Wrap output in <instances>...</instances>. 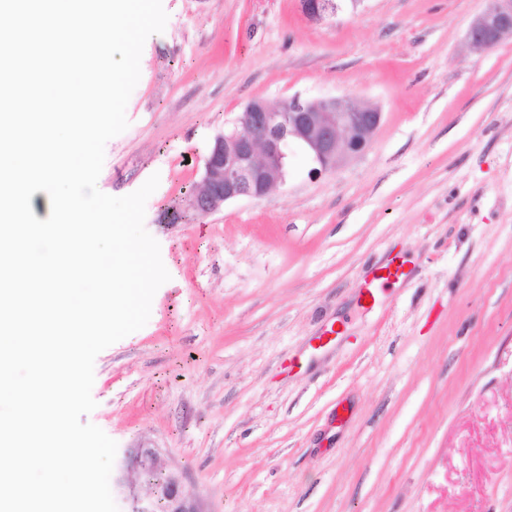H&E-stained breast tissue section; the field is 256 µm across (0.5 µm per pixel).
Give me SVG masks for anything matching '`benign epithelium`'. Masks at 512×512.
Listing matches in <instances>:
<instances>
[{
    "instance_id": "obj_1",
    "label": "benign epithelium",
    "mask_w": 512,
    "mask_h": 512,
    "mask_svg": "<svg viewBox=\"0 0 512 512\" xmlns=\"http://www.w3.org/2000/svg\"><path fill=\"white\" fill-rule=\"evenodd\" d=\"M301 11L321 21L341 8L342 0H298ZM485 9L470 23L468 46L474 51L496 47L512 37V0H485ZM382 112L346 96L318 100L293 96L272 106L254 99L238 113L232 127L215 137L205 161L202 186L188 200L189 208L212 213L240 198L261 199L282 184L290 145L303 149L315 174L335 170L345 159L363 152L380 127ZM160 464L156 448H135L125 454L112 484L128 512H149L152 499L163 496L168 512H202L180 471H167L166 483L148 496L136 492L140 467Z\"/></svg>"
}]
</instances>
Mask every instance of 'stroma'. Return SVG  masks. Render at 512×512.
<instances>
[{
    "mask_svg": "<svg viewBox=\"0 0 512 512\" xmlns=\"http://www.w3.org/2000/svg\"><path fill=\"white\" fill-rule=\"evenodd\" d=\"M162 4L98 188L159 175L170 279L96 357L88 422L159 449L202 512H512V39L467 48L485 0ZM294 95L383 120L333 172L294 148L266 197L190 209L215 136ZM344 0H298L301 11L316 21L326 16L335 15L341 8L340 2ZM405 261L400 257H395L386 266L380 267L373 272V276L364 288L363 297L371 299L370 304L376 302L375 285L376 283L397 282L405 274L404 272Z\"/></svg>",
    "mask_w": 512,
    "mask_h": 512,
    "instance_id": "obj_1",
    "label": "stroma"
}]
</instances>
